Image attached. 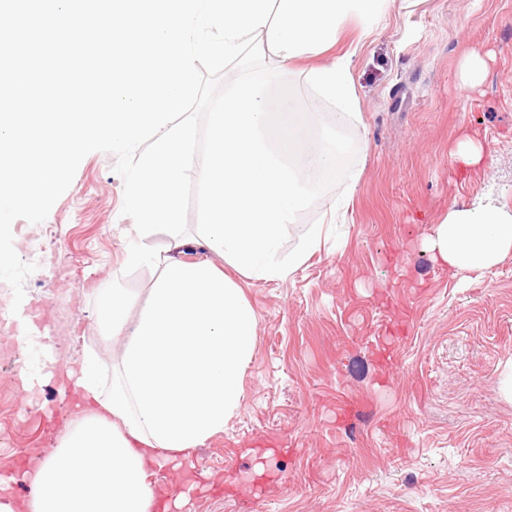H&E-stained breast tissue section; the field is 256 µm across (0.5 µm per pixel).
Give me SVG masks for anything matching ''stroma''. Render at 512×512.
<instances>
[{
    "instance_id": "1",
    "label": "stroma",
    "mask_w": 512,
    "mask_h": 512,
    "mask_svg": "<svg viewBox=\"0 0 512 512\" xmlns=\"http://www.w3.org/2000/svg\"><path fill=\"white\" fill-rule=\"evenodd\" d=\"M487 55L472 88L465 53ZM351 53L365 149L347 214V240L284 280H248L257 317L244 397L222 433L180 468L152 477L179 512H512V257L490 269L449 270L422 247L453 202L512 208V0H420L393 5L362 35L348 22L323 54L277 69L321 136L334 105L305 80L309 67ZM463 134L481 141L482 166L451 154ZM116 158L88 154L46 220L12 225L20 259L46 258L25 282L44 302L68 367L86 348L118 365L122 338L102 341L95 291L108 283L146 296L157 270L123 264L124 182ZM344 182L309 194L298 225L324 224ZM31 348L0 336V476L25 499L19 462L51 454L79 418L50 385L23 398L18 369ZM284 447L263 456L261 445Z\"/></svg>"
}]
</instances>
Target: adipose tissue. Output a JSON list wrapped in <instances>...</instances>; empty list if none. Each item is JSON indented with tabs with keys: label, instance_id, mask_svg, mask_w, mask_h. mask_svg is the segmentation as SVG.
Returning a JSON list of instances; mask_svg holds the SVG:
<instances>
[{
	"label": "adipose tissue",
	"instance_id": "obj_1",
	"mask_svg": "<svg viewBox=\"0 0 512 512\" xmlns=\"http://www.w3.org/2000/svg\"><path fill=\"white\" fill-rule=\"evenodd\" d=\"M393 0H276L265 27L256 30L261 55L294 62L337 43L343 26L369 21ZM351 56L312 67L307 79L331 101L329 135L309 136L311 117L294 94L277 111L263 105L264 71L238 77L210 117V139L199 168L203 222L197 238L181 232V187L188 160V126L166 124L140 155L127 186L135 222L123 232L129 266L153 265L159 275L138 315L133 298L109 286L97 294L96 321L103 340L125 342L118 370L105 374L99 353L86 349L73 385L82 415L49 456L36 459L26 477L32 495L23 501L0 478V512H152L151 475L177 466L222 432L239 408L243 371L251 359L257 317L240 285L213 262L181 261L200 240L241 274L283 279L319 252L328 224L307 227L296 250L282 241L302 208L308 185L359 176L346 171L358 142L345 128L358 115ZM154 233L167 237L164 256L142 247ZM435 259L456 271L488 269L512 256V208L453 203L424 243Z\"/></svg>",
	"mask_w": 512,
	"mask_h": 512
}]
</instances>
